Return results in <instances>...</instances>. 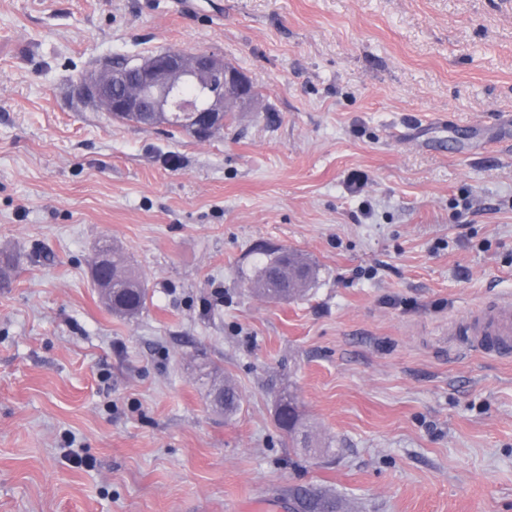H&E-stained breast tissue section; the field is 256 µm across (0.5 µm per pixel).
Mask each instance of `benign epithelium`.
I'll return each instance as SVG.
<instances>
[{
  "label": "benign epithelium",
  "instance_id": "benign-epithelium-1",
  "mask_svg": "<svg viewBox=\"0 0 512 512\" xmlns=\"http://www.w3.org/2000/svg\"><path fill=\"white\" fill-rule=\"evenodd\" d=\"M128 78L117 69H103L80 87L89 100L105 106L113 114L143 125H154L168 112L180 113L181 124L197 139L207 140L224 127L228 104L249 102V82L224 59L210 53L187 55L180 50H164L133 65ZM195 84L200 99L190 104L180 101L176 87ZM94 285L104 295H112V269L101 260L91 266Z\"/></svg>",
  "mask_w": 512,
  "mask_h": 512
}]
</instances>
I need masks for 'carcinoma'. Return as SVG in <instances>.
I'll list each match as a JSON object with an SVG mask.
<instances>
[{"mask_svg": "<svg viewBox=\"0 0 512 512\" xmlns=\"http://www.w3.org/2000/svg\"><path fill=\"white\" fill-rule=\"evenodd\" d=\"M112 264V313L133 318L146 306L148 288L141 277L128 265L121 253L112 244L100 248ZM315 268L298 251L288 248L268 250L256 266L255 273L248 281L249 288L270 300L288 301L299 298L307 292L315 279ZM219 391V409L226 414L237 411L240 395L229 384L215 387ZM281 420L293 436L299 429L298 402L295 396H284L280 400ZM292 496L298 512H352L345 503L312 490L296 491Z\"/></svg>", "mask_w": 512, "mask_h": 512, "instance_id": "cac0c4a2", "label": "carcinoma"}]
</instances>
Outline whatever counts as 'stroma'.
<instances>
[{
	"instance_id": "1",
	"label": "stroma",
	"mask_w": 512,
	"mask_h": 512,
	"mask_svg": "<svg viewBox=\"0 0 512 512\" xmlns=\"http://www.w3.org/2000/svg\"><path fill=\"white\" fill-rule=\"evenodd\" d=\"M197 4L0 0V512H512V355L466 325L512 298V0ZM161 49L256 99L199 141L78 96ZM104 239L136 318L91 279ZM279 247L301 298L247 287ZM104 245L106 248L100 247V251L112 264V269L97 259L91 266L93 283L102 294L112 296V305L105 300L112 313L134 318L146 306L148 288L118 249L111 243L105 242ZM282 412L280 413L281 420L285 427L288 428V435L293 437L299 429V412L298 402L294 395L288 394L280 400ZM292 496L300 512H352L353 507L346 508L345 503L312 490L296 491Z\"/></svg>"
}]
</instances>
